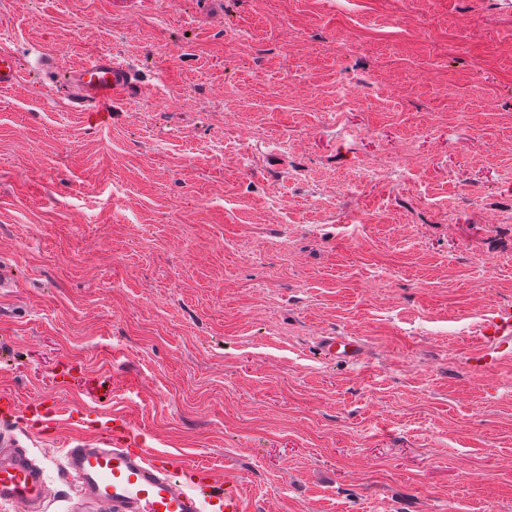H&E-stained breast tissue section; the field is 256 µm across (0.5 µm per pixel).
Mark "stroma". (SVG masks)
I'll return each instance as SVG.
<instances>
[{"label": "stroma", "instance_id": "obj_1", "mask_svg": "<svg viewBox=\"0 0 512 512\" xmlns=\"http://www.w3.org/2000/svg\"><path fill=\"white\" fill-rule=\"evenodd\" d=\"M0 391L49 512L130 425L252 512H512V0H0ZM142 89L86 124L72 65ZM401 166L386 170L389 157ZM355 336L344 363L322 347ZM21 72L16 59L4 52H0V88L8 89L17 85ZM481 346L483 349L474 357L480 369L491 366L500 353L512 348V312H499L485 321L481 330Z\"/></svg>", "mask_w": 512, "mask_h": 512}]
</instances>
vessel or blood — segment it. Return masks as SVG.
<instances>
[{
    "mask_svg": "<svg viewBox=\"0 0 512 512\" xmlns=\"http://www.w3.org/2000/svg\"><path fill=\"white\" fill-rule=\"evenodd\" d=\"M21 72L16 59L0 52V88L17 85ZM86 108V119L104 125L112 103L140 96L130 68L111 54H100L74 65L68 74ZM477 367L493 365L497 353L512 349V312L487 319L481 330ZM329 353L344 361L358 360L357 337L332 336ZM32 418L45 416L43 402L20 403L13 394L0 393V416L17 413ZM137 437L128 428L90 440L65 442L63 466L89 498L107 504L112 512H247L241 482L233 476L216 484L209 467L181 464L137 448ZM0 502L22 505L24 512H45L47 477L26 451L9 437L0 438Z\"/></svg>",
    "mask_w": 512,
    "mask_h": 512,
    "instance_id": "obj_1",
    "label": "vessel or blood"
}]
</instances>
